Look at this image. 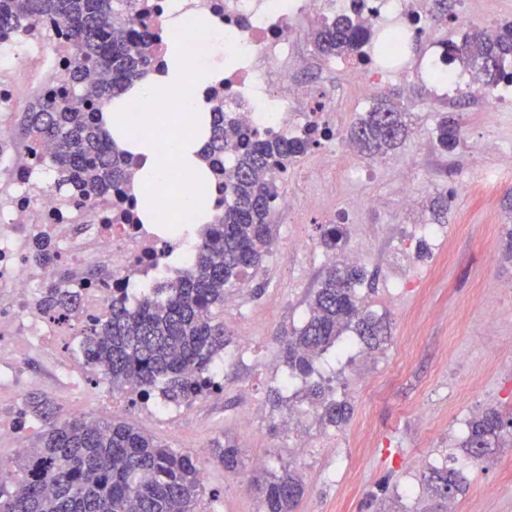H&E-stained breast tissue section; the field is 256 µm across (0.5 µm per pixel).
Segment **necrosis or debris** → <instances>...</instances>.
<instances>
[{
	"mask_svg": "<svg viewBox=\"0 0 512 512\" xmlns=\"http://www.w3.org/2000/svg\"><path fill=\"white\" fill-rule=\"evenodd\" d=\"M200 10L224 24V50L239 63L225 72L214 88L211 106H223L227 133L243 130L259 137L291 139L306 135L318 142V158L331 166L337 155H353L352 145L336 134L332 101L312 85L295 78V67L309 55L306 23L314 12L312 0H196ZM344 15L368 28L393 21L399 39L387 61L368 51L356 53L349 69L361 94H383L387 85L411 79L402 58L409 41L426 35L434 21L432 0H345ZM64 35L52 39L8 34L0 40V142L13 135L8 114L32 89L64 86L68 82ZM27 157L0 154V176L14 187L0 201V389L13 385L28 357L55 356L53 375L72 390L93 396L98 411L111 414L109 388L97 369L84 365L71 351L79 338L77 320H50L34 312L32 300L48 279L77 289L82 318L99 315L115 289L143 281L160 287L188 276L192 250L181 253L179 265L167 262L168 242L153 225L136 221L131 186L113 193L111 201L93 206L62 205L41 191L33 156H47L43 142L31 143ZM50 243L58 259L39 265V242ZM80 317V318H81Z\"/></svg>",
	"mask_w": 512,
	"mask_h": 512,
	"instance_id": "1",
	"label": "necrosis or debris"
}]
</instances>
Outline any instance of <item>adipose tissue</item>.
<instances>
[{
    "label": "adipose tissue",
    "instance_id": "ef3b65f1",
    "mask_svg": "<svg viewBox=\"0 0 512 512\" xmlns=\"http://www.w3.org/2000/svg\"><path fill=\"white\" fill-rule=\"evenodd\" d=\"M169 33L164 64L150 69L121 96L113 98L98 116L100 126L115 146L135 162L132 183L141 223L156 224L161 234L192 240L194 227L210 223L215 193L183 196L188 222L173 225L159 202L177 193L172 175L189 174L195 181L211 183L203 155L210 139L213 114L211 89L236 67L238 58L224 51V28L212 16L197 13L191 0H176L163 21ZM207 33V50L191 46L192 36ZM138 111H130V104Z\"/></svg>",
    "mask_w": 512,
    "mask_h": 512
}]
</instances>
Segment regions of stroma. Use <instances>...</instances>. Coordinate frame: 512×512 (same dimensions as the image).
Returning <instances> with one entry per match:
<instances>
[{
	"label": "stroma",
	"mask_w": 512,
	"mask_h": 512,
	"mask_svg": "<svg viewBox=\"0 0 512 512\" xmlns=\"http://www.w3.org/2000/svg\"><path fill=\"white\" fill-rule=\"evenodd\" d=\"M468 27L455 19L437 21L427 38L410 42L405 64L415 78L402 103L411 114L413 132L397 152L378 160L354 155L350 162L368 169L361 183L317 168L316 153L278 180L279 193L291 195L318 187L325 199L349 206L364 196H378L381 208L366 210L347 222V248L360 249L367 273L359 294L387 326L380 349L369 350L344 333L315 360L336 399L348 401L346 424L325 425L308 411L303 388L282 393L287 372L279 338L301 326L309 300L326 269L320 244L324 229L320 207L292 216L272 215L278 243H287L295 224H303L311 247L303 253L267 254L246 287L233 289V305L215 309L229 342L224 349L222 392L180 404L172 419H146L112 397V417L134 421L169 448L195 453L198 443L231 442L243 451V465L229 471L206 454L204 493L198 512H258L257 480L296 469L304 483L298 512H424L431 503L432 465L455 456L466 491L456 498L458 512H512V446L493 449L471 462L457 444L463 424L485 408H512V263L503 260V230L512 224V163L499 154L474 157L463 143L450 152L422 157V140L434 137L445 116L457 119L461 136L491 131L512 141V101L476 106L458 99L447 106L425 72L433 42L461 41ZM338 98L340 127L370 109L345 69L304 72ZM500 178L485 187L482 172ZM451 189L442 241L408 238L411 225L429 221L426 204L438 184ZM414 188L417 205L406 213L399 201ZM404 272L410 287H389L391 273ZM497 311L495 324L485 308ZM254 336L252 354L236 357L237 330ZM45 397L57 420L74 417L89 402L50 379L22 383L16 394ZM300 409L297 430L287 435L281 420ZM252 416L242 427L239 419Z\"/></svg>",
	"instance_id": "obj_1"
}]
</instances>
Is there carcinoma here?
<instances>
[{
	"instance_id": "carcinoma-1",
	"label": "carcinoma",
	"mask_w": 512,
	"mask_h": 512,
	"mask_svg": "<svg viewBox=\"0 0 512 512\" xmlns=\"http://www.w3.org/2000/svg\"><path fill=\"white\" fill-rule=\"evenodd\" d=\"M112 3L0 0V32H18L44 17L61 21L71 32L70 88L47 91L29 104L19 130L26 142L53 146L46 165L55 173L56 187L86 205L112 197V188L131 179L130 156L111 146L98 127V113L161 59L151 31L134 29L141 19L112 9ZM312 38L319 53L345 57L370 41L371 30L342 15L316 27ZM448 62L480 72L488 87L512 83V25L493 35L477 29L460 43H449ZM405 116L399 103L384 97L349 126L346 138L362 154L387 155L408 134ZM459 132L455 119L443 118L436 129L438 147L454 149ZM316 145L311 137L259 139L249 133L234 141L224 131V118L213 121L206 155L212 173L224 172L226 151L234 152L236 162L224 182L230 203L198 245L193 274L144 296L135 308L121 296L112 297L102 316L82 330L83 356L102 368L112 389L145 399L158 390L177 405L222 390L211 371L224 352L226 334L213 308L224 305L225 289L244 280L270 251L275 171ZM344 235L341 225L328 224L322 243L334 252L342 248ZM364 278L357 265L328 267L311 298L310 317L281 340L291 375L305 381L309 405L332 426L346 422L352 407L333 399L329 385L312 379L316 354L348 328L370 349L385 335L382 320L361 309L357 288ZM78 304L73 289L47 282L33 308L55 320L77 311ZM26 408L44 428L32 451L19 456L15 471L0 466V512H196L204 491L197 456L163 445L128 421L91 424L71 418L56 424L52 406L36 395L27 398ZM506 439L512 442V410L491 407L468 422L461 448L480 460ZM215 456L229 471L241 464V450L230 443L216 444ZM431 481L439 499L465 491L462 471L453 466L433 469ZM302 495V480L285 468L265 481L259 512H295Z\"/></svg>"
}]
</instances>
